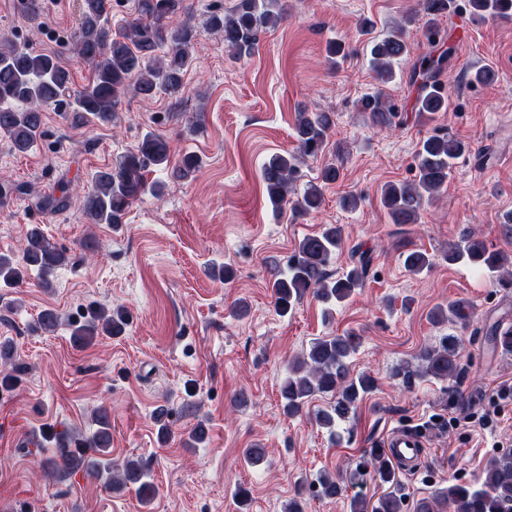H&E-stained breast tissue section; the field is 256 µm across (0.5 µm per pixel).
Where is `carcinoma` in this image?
Listing matches in <instances>:
<instances>
[{"label":"carcinoma","mask_w":512,"mask_h":512,"mask_svg":"<svg viewBox=\"0 0 512 512\" xmlns=\"http://www.w3.org/2000/svg\"><path fill=\"white\" fill-rule=\"evenodd\" d=\"M469 12L480 17H507L512 13V0H468ZM185 10L184 0H136V17L127 22L119 34L112 35L108 18L112 0H82L80 22L72 40V51L92 67V79L74 93L73 123L84 120L112 122L123 96L133 92L151 97L162 91L180 98L184 76L193 62L198 32L189 23L171 30L168 20ZM284 12L276 0H237L227 12L213 13L207 20V33L224 41V46L238 56L249 55L257 44L258 34L278 28ZM455 49L435 57L426 55L414 62L409 83L419 87L414 109L421 116L433 118L448 111V92L439 81L444 66ZM370 66L380 84L395 76V63L409 55L405 29L401 25L387 30L383 37L370 42ZM73 84L70 70L58 55L35 51L13 42L0 44V136L11 148L25 154L31 151L42 133L43 111L69 93ZM358 108L370 115L373 125L390 128L400 119L380 91L363 96ZM333 126L329 112H301L295 125L296 150L270 155L262 164L261 178L273 206L281 210L293 203L296 210L310 213L322 204L319 189L309 187L292 201L289 192L296 180L299 164L306 158L324 153ZM468 150V146L446 135H432L423 140L418 150L415 179L388 184L382 191V202L393 224H416L424 205L432 201L448 179L452 162ZM169 142L148 133L138 147L121 156L116 165L97 172L93 185L83 195V210L94 224H110L116 228L131 205L148 192H157L160 184L148 181L155 168L170 170L174 179H185L198 166V158L186 154L170 166ZM343 242V231L329 225L322 232L304 237L288 258L286 270L271 269L273 305L282 316L293 310L308 293L326 304L342 303L362 287L369 265L364 254L345 273H328L336 251ZM443 259L450 264L468 263L495 275L502 286L512 287V272L502 273L507 257L489 250L486 242L468 235L448 246ZM67 250L56 246L38 225L31 226L20 248V256L0 254V287L20 288L26 283L24 271H34L36 286L48 288L57 270L66 264ZM404 265L420 274L432 265L429 255L421 250L405 254ZM468 308L460 303L438 307L431 314L435 324H457L469 321ZM129 316L122 307H94L79 321L61 320L53 309L40 314L39 327L46 332L60 325L71 327L74 343L85 345L97 336H119L128 325ZM492 343L512 352V326L497 324L488 331ZM360 344L354 332L342 336H325L314 340L296 357L281 387L284 409L290 416L301 414L312 396L329 394L331 404L313 414L315 422L332 429L338 422H348L356 415L359 403L373 392L375 379L365 373H350L349 359ZM0 358L11 366V372L0 376L7 387L18 380L24 363L13 359L12 349L0 344ZM462 372L460 343L455 336H443L424 346L415 362L404 361L394 372L403 387L410 389L416 380L432 377L441 381L458 380ZM97 429L89 436L78 432L48 427L45 435L55 441L49 465L54 474L67 477L81 472L107 490L135 486L139 498H153L155 485L145 465L130 460L122 468L106 459L111 446V422L107 408L101 406L95 418ZM341 475L323 474L318 479L319 493L334 497L341 492ZM439 497L454 512H512V453L492 457L478 486L452 483L441 489ZM402 500L396 492L379 497L374 505L359 496L350 500V512H401Z\"/></svg>","instance_id":"1"}]
</instances>
